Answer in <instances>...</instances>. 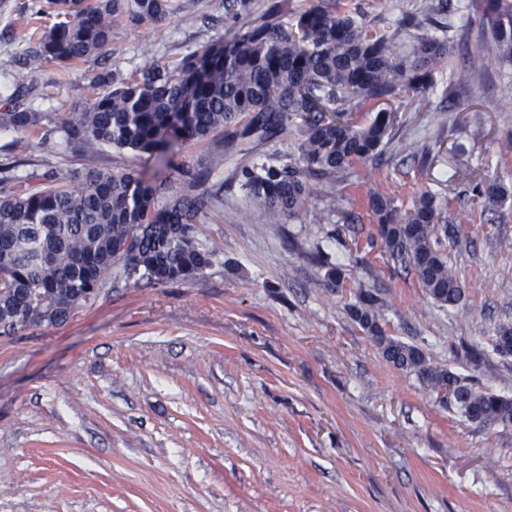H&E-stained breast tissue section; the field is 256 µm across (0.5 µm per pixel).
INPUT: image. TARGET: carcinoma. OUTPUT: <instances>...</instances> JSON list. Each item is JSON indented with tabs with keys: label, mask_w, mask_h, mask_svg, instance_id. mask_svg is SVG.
Wrapping results in <instances>:
<instances>
[{
	"label": "carcinoma",
	"mask_w": 512,
	"mask_h": 512,
	"mask_svg": "<svg viewBox=\"0 0 512 512\" xmlns=\"http://www.w3.org/2000/svg\"><path fill=\"white\" fill-rule=\"evenodd\" d=\"M231 24L224 36L185 55L171 69L152 66L129 81L110 71L91 79L109 91L81 110L50 116L22 103L0 112V130L33 133L53 124L66 144L82 148L87 167L61 182L53 170L20 171L16 160L0 162V328L10 334L43 321L59 323L107 283L134 277L155 284L187 282L213 265L215 252L195 236L198 216L224 203V184L209 183L212 171L187 160L167 161L168 173L147 182L134 171L112 173L94 165L102 146L151 157L172 145L190 146L247 119L232 131L235 146L269 140L292 119L301 120L297 153L284 162L270 157L240 169L241 185L271 223L306 205L309 180L334 181L356 163L375 160L392 133L391 111L382 108L367 125L351 113L397 94L429 90L437 65L452 55L448 0H420L396 25L410 39L373 38L363 11L340 13L328 0H309L295 10L276 0L251 17L252 0H224ZM170 0H46L37 13L57 18L30 37L19 58L17 87L37 91L34 73L46 63L68 67L103 56L112 23L166 19ZM484 51L450 74L463 85L484 74L485 53L512 63V0H482L479 20ZM473 197L500 205L512 190L497 180L472 182ZM378 239L387 260L403 265L440 307L462 298L459 278L448 266L442 239L450 233L434 196L424 191L400 216L394 201L370 196ZM383 300L359 290L351 317L396 368L414 375L438 403L483 425L512 424V399L467 383L432 363L424 350L385 334ZM495 349L512 355V327L498 329Z\"/></svg>",
	"instance_id": "cac0c4a2"
}]
</instances>
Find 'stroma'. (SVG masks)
<instances>
[{"label": "stroma", "mask_w": 512, "mask_h": 512, "mask_svg": "<svg viewBox=\"0 0 512 512\" xmlns=\"http://www.w3.org/2000/svg\"><path fill=\"white\" fill-rule=\"evenodd\" d=\"M417 0H336L371 33ZM157 23L112 25L107 53L44 64L34 106L73 112L97 96L100 69L121 78L175 66L225 32L224 0H171ZM32 0H0V108L11 103L24 34L46 25ZM433 91L393 99L395 137L382 164L312 181L306 209L278 224L251 208L223 133L182 148L208 166L223 210L196 237L215 264L185 283L104 286L61 324L0 334V512H512V426H481L442 408L386 361L351 319L358 289L384 301L386 335L512 398V356L494 349L512 324V199L487 209L467 192L482 163L512 189V66L488 60L482 82L450 85L448 68L482 48L456 28ZM80 171L57 136L0 132V158ZM99 169H167L104 148ZM430 190L452 228L443 249L464 285L451 309L368 242L371 193L410 209ZM334 194L341 212L321 217ZM249 220H241L243 211ZM330 254L340 283L309 260ZM482 354L472 357L471 344Z\"/></svg>", "instance_id": "1"}]
</instances>
